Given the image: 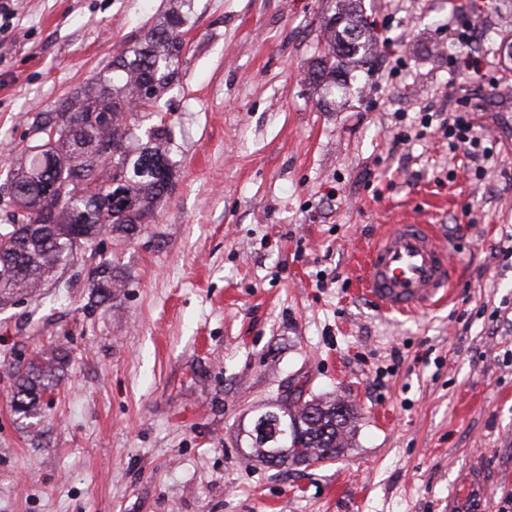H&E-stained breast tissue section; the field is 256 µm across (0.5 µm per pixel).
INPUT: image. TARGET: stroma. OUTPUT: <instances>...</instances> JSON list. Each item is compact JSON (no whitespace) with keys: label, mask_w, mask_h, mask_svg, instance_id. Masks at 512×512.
Masks as SVG:
<instances>
[{"label":"stroma","mask_w":512,"mask_h":512,"mask_svg":"<svg viewBox=\"0 0 512 512\" xmlns=\"http://www.w3.org/2000/svg\"><path fill=\"white\" fill-rule=\"evenodd\" d=\"M171 0H12L0 18V186L37 116L77 95ZM379 41L328 105L307 71L326 0H191L179 75L154 105L176 182L150 224L99 252L123 286L93 294L75 255L38 297L0 306V512H448L481 467L512 498V0H362ZM469 21L474 65L454 62ZM471 112L475 165L423 112ZM438 225L459 268L447 305L382 313L358 260L380 225ZM71 353L34 426L16 365ZM334 399L344 455L251 460L254 411Z\"/></svg>","instance_id":"35a3bbf8"}]
</instances>
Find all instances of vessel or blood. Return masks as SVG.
Returning <instances> with one entry per match:
<instances>
[{
  "label": "vessel or blood",
  "instance_id": "1",
  "mask_svg": "<svg viewBox=\"0 0 512 512\" xmlns=\"http://www.w3.org/2000/svg\"><path fill=\"white\" fill-rule=\"evenodd\" d=\"M360 271L364 293L386 314L430 309L445 301L452 290L448 248L430 224L388 225L366 248ZM463 487L462 493L450 497L448 512H486L483 471L467 472Z\"/></svg>",
  "mask_w": 512,
  "mask_h": 512
}]
</instances>
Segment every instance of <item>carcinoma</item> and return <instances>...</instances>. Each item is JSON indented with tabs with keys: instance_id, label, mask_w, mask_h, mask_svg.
I'll return each instance as SVG.
<instances>
[{
	"instance_id": "obj_1",
	"label": "carcinoma",
	"mask_w": 512,
	"mask_h": 512,
	"mask_svg": "<svg viewBox=\"0 0 512 512\" xmlns=\"http://www.w3.org/2000/svg\"><path fill=\"white\" fill-rule=\"evenodd\" d=\"M357 0H336L325 20V51L309 72V81L329 97L341 88L340 77L353 64L373 54L370 23ZM185 15L169 11L143 40L120 54L106 73L93 80L83 97L64 110L47 112L36 123L34 143L22 150L9 185L12 211L0 224V305L34 296L54 271L79 251L94 250L107 235L126 239L150 222L155 209L174 187L176 162L173 136L164 123L150 126L144 138L132 140L130 103L140 91L157 99L172 83L183 57ZM112 143V157L100 148ZM66 187L64 202L47 220L34 212V201L48 182ZM93 287L108 292L120 287L112 280V264L92 268ZM62 350L55 363L28 360L17 372L11 407L17 419L40 416V400L57 386L55 370L69 362ZM276 424L282 435L263 444L246 438L255 461L301 465L333 460L344 451V436L353 430L354 412L343 402H315L294 413L286 405L269 407L257 419Z\"/></svg>"
}]
</instances>
